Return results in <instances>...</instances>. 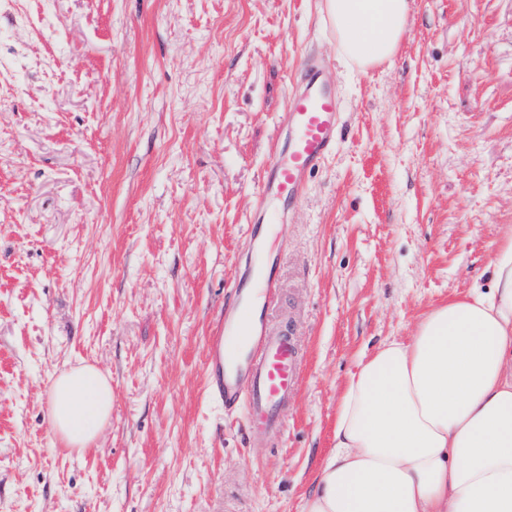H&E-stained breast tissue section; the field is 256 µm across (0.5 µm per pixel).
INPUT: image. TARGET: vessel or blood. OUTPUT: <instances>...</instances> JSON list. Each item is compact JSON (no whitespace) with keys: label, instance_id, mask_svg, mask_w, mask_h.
<instances>
[{"label":"vessel or blood","instance_id":"obj_1","mask_svg":"<svg viewBox=\"0 0 512 512\" xmlns=\"http://www.w3.org/2000/svg\"><path fill=\"white\" fill-rule=\"evenodd\" d=\"M320 78V67L309 64L291 94L281 118L291 138L273 154L256 192L259 200L296 199L335 143L336 99L321 87ZM251 272L253 287L226 299L229 312L208 338V380L225 407L241 410L249 427L269 432L283 427L281 408L297 388L299 355L292 340L267 319L279 290L274 268L260 262Z\"/></svg>","mask_w":512,"mask_h":512}]
</instances>
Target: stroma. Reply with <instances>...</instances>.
<instances>
[{"instance_id": "1", "label": "stroma", "mask_w": 512, "mask_h": 512, "mask_svg": "<svg viewBox=\"0 0 512 512\" xmlns=\"http://www.w3.org/2000/svg\"><path fill=\"white\" fill-rule=\"evenodd\" d=\"M397 53H339L323 0H0V512H301L358 356L488 284L512 227V0H409ZM336 147L289 207L255 190L300 71ZM301 355L284 428L208 388L256 211ZM112 377L84 454L47 381Z\"/></svg>"}]
</instances>
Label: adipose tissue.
Listing matches in <instances>:
<instances>
[{
  "instance_id": "1",
  "label": "adipose tissue",
  "mask_w": 512,
  "mask_h": 512,
  "mask_svg": "<svg viewBox=\"0 0 512 512\" xmlns=\"http://www.w3.org/2000/svg\"><path fill=\"white\" fill-rule=\"evenodd\" d=\"M342 57L391 59L408 0H324ZM47 418L85 452L112 417V380L82 362L47 382ZM334 448L303 512H512V232L489 285L428 311L409 340L362 353L339 395Z\"/></svg>"
}]
</instances>
